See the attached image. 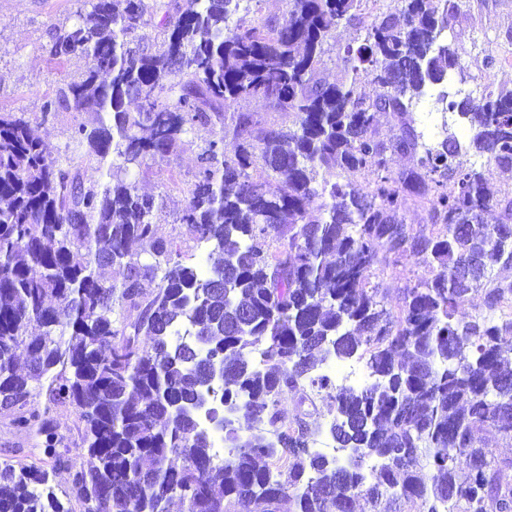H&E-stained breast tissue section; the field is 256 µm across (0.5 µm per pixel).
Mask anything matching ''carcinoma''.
<instances>
[{
    "mask_svg": "<svg viewBox=\"0 0 512 512\" xmlns=\"http://www.w3.org/2000/svg\"><path fill=\"white\" fill-rule=\"evenodd\" d=\"M77 2L46 52L57 63L81 55L87 68L43 114L94 112L97 123L76 122L56 157L24 113L0 110V407L70 472L83 512H170L175 500L182 512H282L287 501L293 512H357L362 501L380 512L385 498L392 512H512V461L479 446L490 430L512 440V197L461 161L473 149L512 168V92L443 93L471 137L446 128L420 155L411 118L428 87L461 69L444 37L460 4L391 0L369 21L370 0H288L283 18L256 21L239 15L242 0ZM157 12L163 38L143 44L136 31ZM342 20L365 37L347 47L350 79L330 84L317 74ZM367 81L384 92L369 95ZM256 97L289 125L240 114L227 152L224 113ZM381 112L398 117V133L380 136ZM198 125L212 137L180 222L209 251L191 266L158 234L159 200L131 173ZM400 152L416 164L396 175ZM84 162L106 182L86 184ZM338 170L370 173V189L336 180ZM411 201L433 224L405 223ZM496 207L499 222L486 223ZM390 255L436 269L394 310L369 278ZM463 264L471 277L457 276ZM114 266L122 279L102 273ZM146 280L157 282L149 294ZM475 291L486 314L467 317ZM181 330L224 364L219 389L239 409L220 465L197 437L203 375L195 344L174 341ZM357 355L368 356L362 387L316 372ZM33 382L47 407L77 414L88 467L57 451L53 420L28 408ZM293 391L329 401L345 463L273 447L283 433L313 435L302 417L279 427ZM48 479L35 465H1L0 512H67Z\"/></svg>",
    "mask_w": 512,
    "mask_h": 512,
    "instance_id": "cac0c4a2",
    "label": "carcinoma"
}]
</instances>
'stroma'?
<instances>
[{"label": "stroma", "mask_w": 512, "mask_h": 512, "mask_svg": "<svg viewBox=\"0 0 512 512\" xmlns=\"http://www.w3.org/2000/svg\"><path fill=\"white\" fill-rule=\"evenodd\" d=\"M75 9L74 0H0V108L27 113L37 135L56 153L66 150L74 115L60 112L46 119L42 116V106L64 83L79 79L87 61L73 56L55 64L48 61L44 47L52 26L70 21ZM446 35L459 55L466 76L465 81L447 84L446 92L477 93L485 88L512 90V59L502 56L503 50L512 46V0H468L459 14L449 16ZM364 36L358 24L340 21L327 41V52L319 69L320 79L338 83L348 78L344 49L361 44ZM437 98V93H427L415 107V128L422 142H436L442 135L440 126L444 123L460 138H467L468 131L457 115L443 112ZM209 136L208 127H196L181 136L169 153L149 160L136 176L140 190L163 198L155 216L160 235L176 240L189 255L195 252L194 243L179 217L193 183L197 155ZM433 274L431 267L402 260L389 262L384 272H371L370 279L383 282L387 288L386 304L393 307L399 301L401 288ZM31 405L48 410L70 457L78 464H87V451L81 446L76 414L70 410L47 409L46 397L41 393L34 394ZM280 411L282 424H290L304 415L316 428L317 438H329L331 413L323 398H315L313 406L306 409L300 405L298 395L291 393L284 397ZM15 416L14 410L0 408V465L33 463L48 469L49 484L68 512H81L80 504L66 495L70 484L68 472L52 470L49 459L37 446L35 435L18 429L14 424Z\"/></svg>", "instance_id": "obj_1"}]
</instances>
